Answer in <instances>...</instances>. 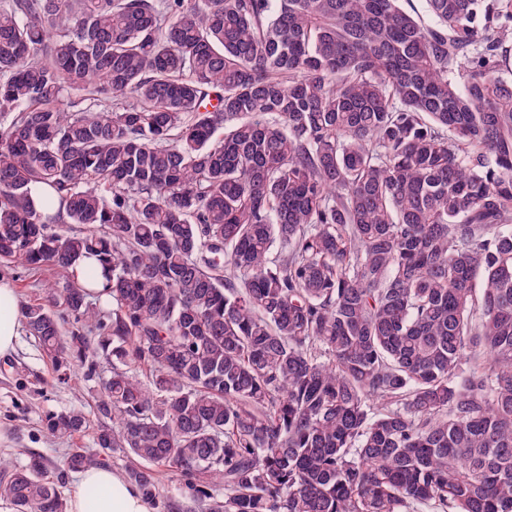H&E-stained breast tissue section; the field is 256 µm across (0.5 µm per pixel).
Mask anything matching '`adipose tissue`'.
<instances>
[{
	"instance_id": "obj_1",
	"label": "adipose tissue",
	"mask_w": 512,
	"mask_h": 512,
	"mask_svg": "<svg viewBox=\"0 0 512 512\" xmlns=\"http://www.w3.org/2000/svg\"><path fill=\"white\" fill-rule=\"evenodd\" d=\"M22 327L15 289L10 281L0 279V356L13 351ZM96 489L94 508H87L85 492ZM68 512H152L140 489L123 474L107 467L82 471L72 492Z\"/></svg>"
}]
</instances>
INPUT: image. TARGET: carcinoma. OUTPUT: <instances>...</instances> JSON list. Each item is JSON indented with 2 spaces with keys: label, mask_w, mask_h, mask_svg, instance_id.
I'll return each instance as SVG.
<instances>
[{
  "label": "carcinoma",
  "mask_w": 512,
  "mask_h": 512,
  "mask_svg": "<svg viewBox=\"0 0 512 512\" xmlns=\"http://www.w3.org/2000/svg\"><path fill=\"white\" fill-rule=\"evenodd\" d=\"M400 2L0 0V260L98 381L44 429L100 421L0 507L117 454L205 512H512V0ZM183 481L179 474L173 471H164L161 474V494L164 496V499H160V501H176L183 504L182 510H185L186 505H191L188 499L185 498L184 490L181 489Z\"/></svg>",
  "instance_id": "cac0c4a2"
}]
</instances>
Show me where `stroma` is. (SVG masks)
I'll use <instances>...</instances> for the list:
<instances>
[{"mask_svg":"<svg viewBox=\"0 0 512 512\" xmlns=\"http://www.w3.org/2000/svg\"><path fill=\"white\" fill-rule=\"evenodd\" d=\"M0 278L11 281L19 303L45 298L44 272L0 261ZM91 390L88 382L77 386L58 383L50 359L32 338L20 334L14 350L0 356V457L22 463L29 454L36 453L52 465L67 449H94L95 429L71 437H54L43 428L47 413L87 405Z\"/></svg>","mask_w":512,"mask_h":512,"instance_id":"stroma-1","label":"stroma"}]
</instances>
